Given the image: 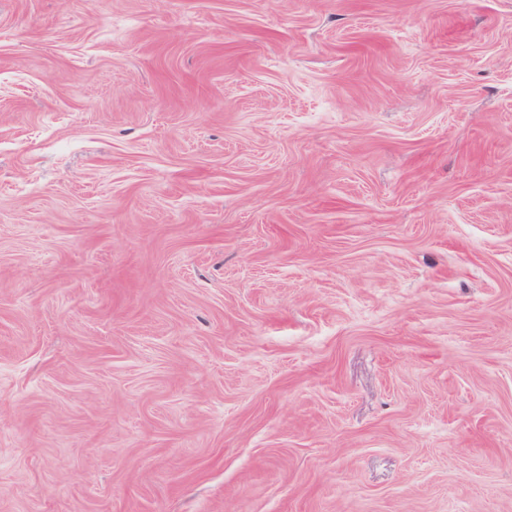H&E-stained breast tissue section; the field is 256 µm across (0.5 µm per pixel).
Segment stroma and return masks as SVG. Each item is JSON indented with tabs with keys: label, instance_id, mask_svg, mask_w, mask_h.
Masks as SVG:
<instances>
[{
	"label": "stroma",
	"instance_id": "35a3bbf8",
	"mask_svg": "<svg viewBox=\"0 0 512 512\" xmlns=\"http://www.w3.org/2000/svg\"><path fill=\"white\" fill-rule=\"evenodd\" d=\"M0 512H512V0H0Z\"/></svg>",
	"mask_w": 512,
	"mask_h": 512
}]
</instances>
